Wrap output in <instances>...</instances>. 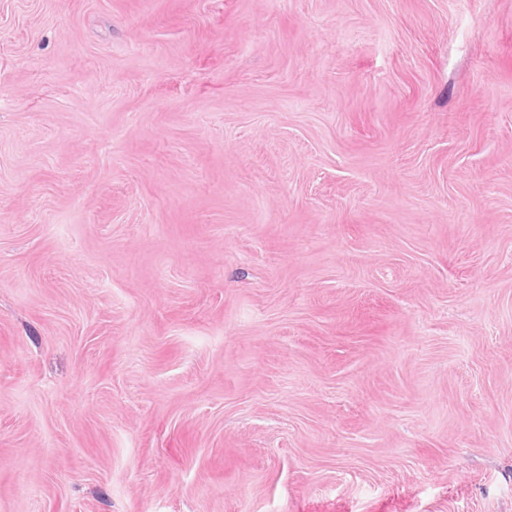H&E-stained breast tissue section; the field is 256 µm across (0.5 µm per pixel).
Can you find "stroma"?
<instances>
[{
	"mask_svg": "<svg viewBox=\"0 0 512 512\" xmlns=\"http://www.w3.org/2000/svg\"><path fill=\"white\" fill-rule=\"evenodd\" d=\"M0 512H512V0H0Z\"/></svg>",
	"mask_w": 512,
	"mask_h": 512,
	"instance_id": "stroma-1",
	"label": "stroma"
}]
</instances>
